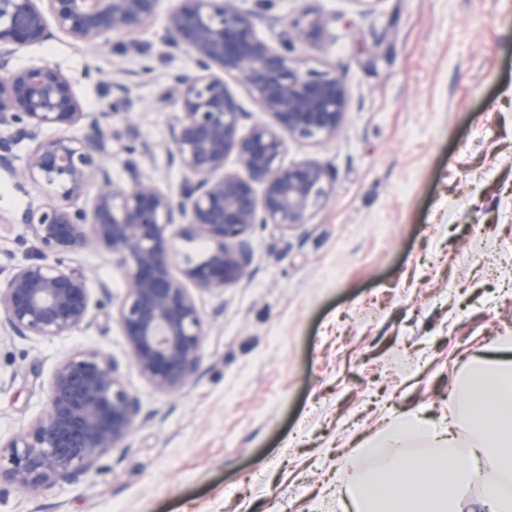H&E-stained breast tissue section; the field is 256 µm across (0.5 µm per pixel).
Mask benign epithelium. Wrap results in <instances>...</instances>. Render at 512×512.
Wrapping results in <instances>:
<instances>
[{
    "instance_id": "1",
    "label": "benign epithelium",
    "mask_w": 512,
    "mask_h": 512,
    "mask_svg": "<svg viewBox=\"0 0 512 512\" xmlns=\"http://www.w3.org/2000/svg\"><path fill=\"white\" fill-rule=\"evenodd\" d=\"M160 0H0V167L14 168V146L31 143L24 180L56 187L32 204L22 224L35 256L0 280V329L20 338L64 336L90 325L93 294L72 255L92 248L112 257L124 293L117 308L131 361L157 390L185 388L203 360V320L191 289L213 291L245 278L255 224H307L327 197L330 176L316 161L284 163L286 140L330 138L342 124L350 93L329 71L305 70L289 50L257 34L282 18L262 2L172 0L165 16L171 39L192 55L196 73L177 75L179 115L170 155L185 174L177 195L150 175L129 186L112 181L105 164L101 113L85 112L72 84L48 60L16 68L18 49L53 31L89 46L151 27ZM222 71L218 76L213 69ZM233 76L269 124L242 127L248 112L229 89ZM68 133L45 135L49 128ZM234 157L236 169L226 168ZM261 191H256V186ZM208 245L198 260L173 272L169 228ZM193 288H188L187 284ZM139 414L111 357L87 351L63 359L48 388L43 415L0 449V478L20 491L88 475L102 454L119 448Z\"/></svg>"
}]
</instances>
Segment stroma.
<instances>
[{"mask_svg":"<svg viewBox=\"0 0 512 512\" xmlns=\"http://www.w3.org/2000/svg\"><path fill=\"white\" fill-rule=\"evenodd\" d=\"M282 28L325 21L295 42L306 66L350 92L334 137L288 140L286 163L331 176L309 223L256 225L247 277L195 292L204 322L196 380L153 388L131 362L115 302L122 276L100 252L76 261L108 286L90 328L0 336V440L43 413L60 361L112 356L139 415L125 447L90 476L28 492L0 482V512H336V461L414 412L447 418L463 371L512 336V0H271ZM162 22L93 49L63 34L18 50L71 81L84 111L107 113L112 178L151 175L172 193L178 115L166 98L192 56ZM132 88L119 96L114 83ZM0 168V272L24 261L21 215L50 199Z\"/></svg>","mask_w":512,"mask_h":512,"instance_id":"35a3bbf8","label":"stroma"}]
</instances>
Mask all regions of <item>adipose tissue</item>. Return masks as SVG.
Here are the masks:
<instances>
[{"label": "adipose tissue", "instance_id": "1", "mask_svg": "<svg viewBox=\"0 0 512 512\" xmlns=\"http://www.w3.org/2000/svg\"><path fill=\"white\" fill-rule=\"evenodd\" d=\"M456 411L448 421L415 414L388 423L382 443H361L364 453L397 449L391 466L353 477L351 462L339 464L350 475L347 499L353 512H477L469 497L481 484L492 512H512V494L499 475L512 471V340L503 339L494 354L476 357L454 392ZM430 443L425 458L404 456L410 442Z\"/></svg>", "mask_w": 512, "mask_h": 512}]
</instances>
